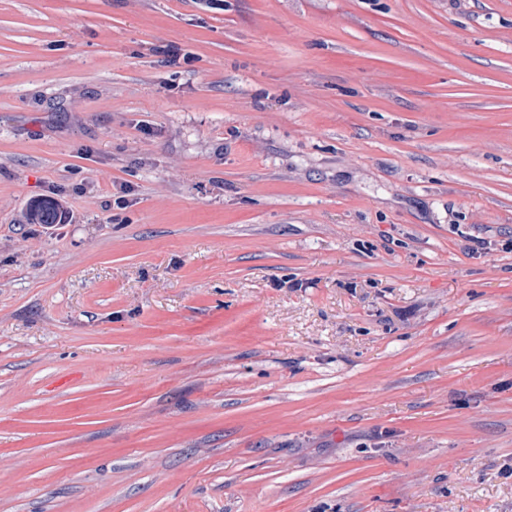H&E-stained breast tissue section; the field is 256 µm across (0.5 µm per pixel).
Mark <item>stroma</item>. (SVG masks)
<instances>
[{
    "mask_svg": "<svg viewBox=\"0 0 512 512\" xmlns=\"http://www.w3.org/2000/svg\"><path fill=\"white\" fill-rule=\"evenodd\" d=\"M0 512H512V0H0ZM26 220L30 224H46L51 228L53 224H60L59 206L53 200H43L30 209Z\"/></svg>",
    "mask_w": 512,
    "mask_h": 512,
    "instance_id": "stroma-1",
    "label": "stroma"
}]
</instances>
